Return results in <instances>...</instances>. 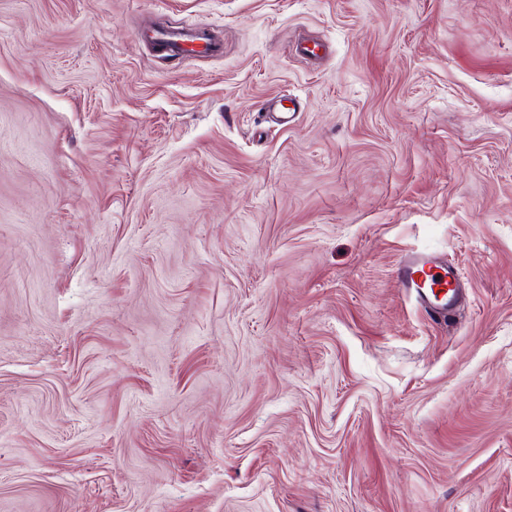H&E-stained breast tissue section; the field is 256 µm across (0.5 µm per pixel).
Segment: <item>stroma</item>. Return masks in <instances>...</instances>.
Returning a JSON list of instances; mask_svg holds the SVG:
<instances>
[{
  "label": "stroma",
  "mask_w": 512,
  "mask_h": 512,
  "mask_svg": "<svg viewBox=\"0 0 512 512\" xmlns=\"http://www.w3.org/2000/svg\"><path fill=\"white\" fill-rule=\"evenodd\" d=\"M0 512H512V0H0ZM154 45H161L166 52L172 53L175 57L192 55L195 53H215L217 47L205 44V47L195 48L193 41L183 33L173 30L154 31L150 36ZM398 271L403 287L414 289L424 307L441 315L453 309L456 279L451 268L437 265L429 256L414 255L405 259Z\"/></svg>",
  "instance_id": "obj_1"
}]
</instances>
